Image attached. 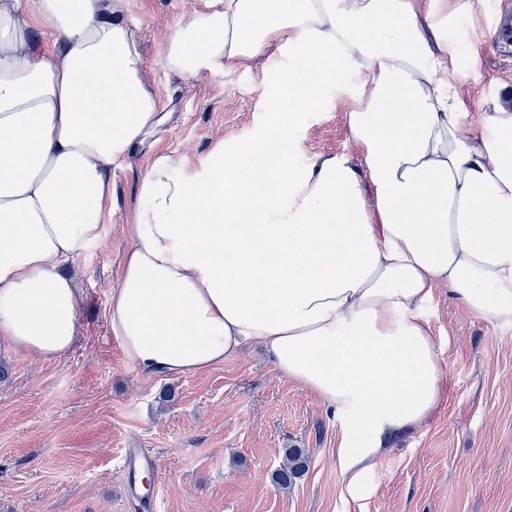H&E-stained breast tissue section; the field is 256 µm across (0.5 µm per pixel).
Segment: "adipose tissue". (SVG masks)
Masks as SVG:
<instances>
[{
    "label": "adipose tissue",
    "mask_w": 512,
    "mask_h": 512,
    "mask_svg": "<svg viewBox=\"0 0 512 512\" xmlns=\"http://www.w3.org/2000/svg\"><path fill=\"white\" fill-rule=\"evenodd\" d=\"M474 0H198L160 62L189 81L288 54L266 118L189 168L138 178L112 336L146 376L262 344L335 414L345 470L436 411L438 289L512 324V101L470 111L450 36ZM355 154L298 131L328 93ZM125 0H0V337L42 358L77 338L70 263L101 240L116 163L165 123Z\"/></svg>",
    "instance_id": "adipose-tissue-1"
}]
</instances>
